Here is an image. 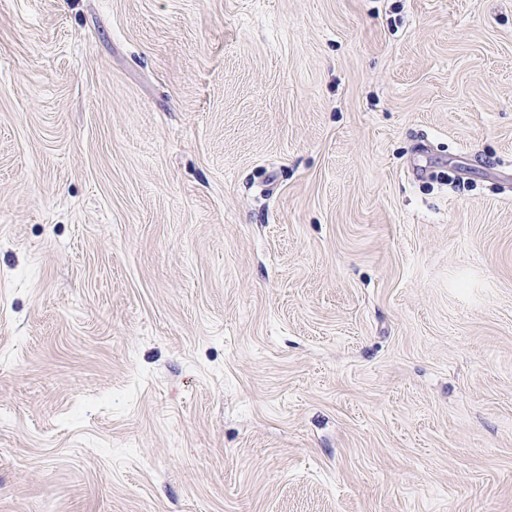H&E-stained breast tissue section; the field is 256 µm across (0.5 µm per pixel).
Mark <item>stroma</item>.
<instances>
[{"label":"stroma","mask_w":512,"mask_h":512,"mask_svg":"<svg viewBox=\"0 0 512 512\" xmlns=\"http://www.w3.org/2000/svg\"><path fill=\"white\" fill-rule=\"evenodd\" d=\"M512 512V0H0V512Z\"/></svg>","instance_id":"obj_1"}]
</instances>
